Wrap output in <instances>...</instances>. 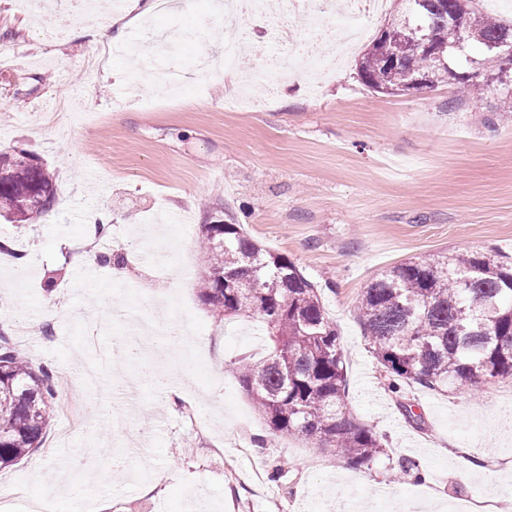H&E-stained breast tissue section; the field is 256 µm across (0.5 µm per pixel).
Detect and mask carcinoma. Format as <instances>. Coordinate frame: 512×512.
<instances>
[{
  "label": "carcinoma",
  "mask_w": 512,
  "mask_h": 512,
  "mask_svg": "<svg viewBox=\"0 0 512 512\" xmlns=\"http://www.w3.org/2000/svg\"><path fill=\"white\" fill-rule=\"evenodd\" d=\"M391 22L363 54L359 72L378 93L403 91L420 76L419 42L432 36L439 58L429 72L435 87L448 80V55L490 45L512 51L506 24L469 0L461 24L448 16L459 0H398ZM398 47L392 64L386 46ZM55 202L54 175L34 167L27 153L0 152V212L24 228L31 214ZM206 273L200 297L225 317L257 315L270 350L260 362H235L242 387L268 427L299 435L362 467L384 453V439L350 420L343 350L321 291L294 261L250 238L233 222L203 225ZM357 318L372 353L400 384L442 391H473L512 378V263L479 252L410 258L386 269L364 288ZM57 397L51 373L0 338V469L36 452L44 442Z\"/></svg>",
  "instance_id": "cac0c4a2"
}]
</instances>
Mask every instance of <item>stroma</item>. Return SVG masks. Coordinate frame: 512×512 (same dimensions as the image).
Returning <instances> with one entry per match:
<instances>
[{"instance_id":"obj_1","label":"stroma","mask_w":512,"mask_h":512,"mask_svg":"<svg viewBox=\"0 0 512 512\" xmlns=\"http://www.w3.org/2000/svg\"><path fill=\"white\" fill-rule=\"evenodd\" d=\"M219 2L155 17L189 31L169 54L183 88L133 94L128 55L84 75L109 9L87 22L57 9L38 20L0 0V151L35 153L56 185L53 208L26 228L0 216L11 247L0 253V333L58 386L45 448L0 471L10 512L78 485L92 494L89 512H409L428 492L434 512L470 497L512 502V378L477 392L392 391L356 317L363 288L406 259L512 258V114L500 111V90L477 103L448 84L374 92L356 67L365 41L319 89L274 77L275 33L287 25L301 41L308 29L303 11L276 4L264 22L235 18L247 33L237 61L203 79L194 64L221 49ZM93 216L107 222L106 241L89 234ZM228 216L320 288L340 334L350 417L388 441L372 464L356 469L273 432L242 389L233 363L265 356V326L213 314L199 297L200 227ZM149 224L166 227L158 249L185 254L187 286L143 258L138 233ZM107 244L124 254V278L102 265L76 277L74 253ZM157 315L181 321L182 354L144 338L137 318ZM85 448L99 452L95 471L69 465ZM464 448L495 454L463 475L451 458ZM404 458L425 482L394 481Z\"/></svg>"}]
</instances>
